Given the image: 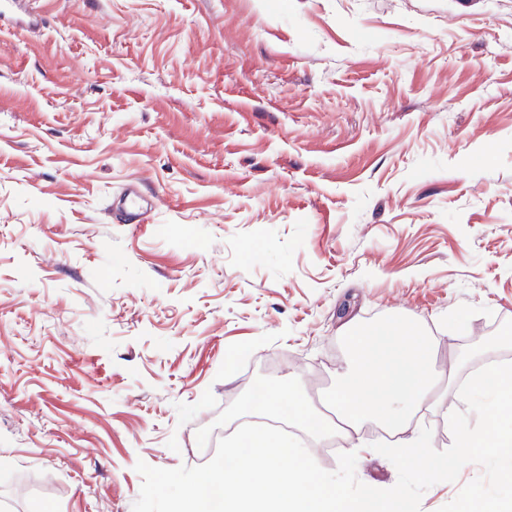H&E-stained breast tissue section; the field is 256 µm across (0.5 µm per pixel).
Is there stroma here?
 I'll return each instance as SVG.
<instances>
[{
  "mask_svg": "<svg viewBox=\"0 0 512 512\" xmlns=\"http://www.w3.org/2000/svg\"><path fill=\"white\" fill-rule=\"evenodd\" d=\"M0 17V512H132L276 380L404 315L512 331V0H29ZM137 185L151 203L124 220ZM456 389L418 412L453 443ZM318 465L324 436L266 412ZM362 431L358 479L394 464Z\"/></svg>",
  "mask_w": 512,
  "mask_h": 512,
  "instance_id": "stroma-1",
  "label": "stroma"
}]
</instances>
